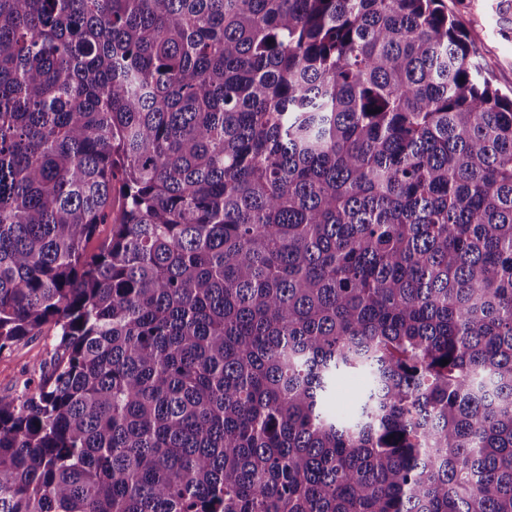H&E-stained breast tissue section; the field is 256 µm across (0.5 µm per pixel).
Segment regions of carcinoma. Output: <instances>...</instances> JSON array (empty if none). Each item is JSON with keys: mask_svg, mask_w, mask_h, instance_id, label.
Here are the masks:
<instances>
[{"mask_svg": "<svg viewBox=\"0 0 512 512\" xmlns=\"http://www.w3.org/2000/svg\"><path fill=\"white\" fill-rule=\"evenodd\" d=\"M476 42L445 0H0V352L58 340L0 512H512ZM365 385V379L361 375L342 373L336 376L328 399V408L342 415H350L354 412L353 400L357 397Z\"/></svg>", "mask_w": 512, "mask_h": 512, "instance_id": "cac0c4a2", "label": "carcinoma"}]
</instances>
